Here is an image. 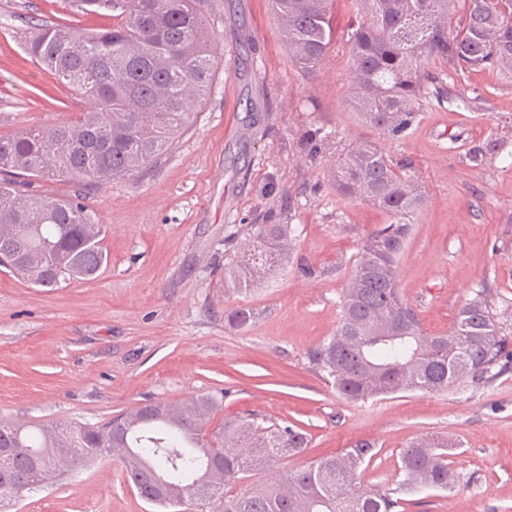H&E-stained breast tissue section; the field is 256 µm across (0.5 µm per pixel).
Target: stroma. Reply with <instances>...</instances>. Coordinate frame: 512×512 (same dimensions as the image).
I'll list each match as a JSON object with an SVG mask.
<instances>
[{"mask_svg":"<svg viewBox=\"0 0 512 512\" xmlns=\"http://www.w3.org/2000/svg\"><path fill=\"white\" fill-rule=\"evenodd\" d=\"M218 66L193 125L147 170L75 189L103 224L108 262L96 278L34 288L0 267V419L104 424L148 402L220 393L215 423L244 414L297 425L310 443L276 461L293 470L360 442L377 450L360 488L398 480L399 451L448 441L457 481L408 495L403 512H512V359L493 378L436 394L341 397L306 353L333 336L340 296L364 240L386 224L328 180L360 140L410 161L425 198L398 265L424 332L444 334L477 291L512 335V78L429 62L431 92L409 134L391 139L345 108L354 14L336 0L329 54L312 72L288 57L269 0H202ZM80 0H0V136L68 120L88 101L26 51L39 25L110 26ZM329 137L311 155L301 137ZM501 147L470 159L487 141ZM250 224H287L283 265L250 291L224 290V259ZM252 307L247 327L228 315ZM13 512H156L106 458L26 493Z\"/></svg>","mask_w":512,"mask_h":512,"instance_id":"obj_1","label":"stroma"}]
</instances>
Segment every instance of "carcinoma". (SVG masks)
<instances>
[{"mask_svg":"<svg viewBox=\"0 0 512 512\" xmlns=\"http://www.w3.org/2000/svg\"><path fill=\"white\" fill-rule=\"evenodd\" d=\"M464 18L448 26L451 5ZM112 8L116 22L99 30L43 26L27 53L92 106L68 121L0 136V266L39 288L91 280L108 260L103 225L80 196L36 197L32 179L120 180L152 165L193 124L207 95L217 56L200 0H84ZM334 0H270L282 42L295 66L312 72L334 38ZM353 73L347 105L358 119L392 138L406 136L428 94L425 64L441 58L464 72L497 68L512 75V0H350ZM336 192L371 203L388 224L364 242L341 297L334 336L307 352L351 401L406 392L434 394L468 378H483L505 355L507 338L484 292L459 311L451 330L428 336L399 289L398 264L412 221L423 206L409 162L395 163L378 145L358 141L332 167ZM249 243L227 257L224 290H248L285 259L288 224H249ZM254 319L249 307L228 317L234 328ZM223 396L175 405L138 406L100 426L51 422L24 426L0 420V512L30 486L16 477L50 471L66 450L73 468L112 457L145 501L167 510L195 503L198 490L220 486L219 512H396L399 495L447 490L457 474L448 442L417 440L400 453V480L386 491L357 492L377 455L358 443L336 455L236 494L224 492L249 473L308 447L296 426H263L249 414L210 422Z\"/></svg>","mask_w":512,"mask_h":512,"instance_id":"obj_1","label":"carcinoma"}]
</instances>
